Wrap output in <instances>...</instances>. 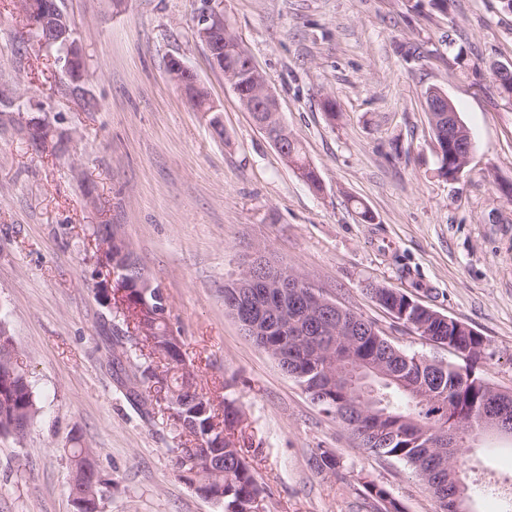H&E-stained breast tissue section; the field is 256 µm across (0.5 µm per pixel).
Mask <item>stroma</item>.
I'll list each match as a JSON object with an SVG mask.
<instances>
[{"label": "stroma", "mask_w": 512, "mask_h": 512, "mask_svg": "<svg viewBox=\"0 0 512 512\" xmlns=\"http://www.w3.org/2000/svg\"><path fill=\"white\" fill-rule=\"evenodd\" d=\"M224 18L275 94L318 171L312 189L240 105L196 34L201 0H62L86 64L85 96L64 91L54 53L0 0V94L40 108L72 149L34 150L0 114V319L24 354L37 415L0 436V512H74L70 450L92 451L112 496L103 512H224L180 479L188 447L167 416L137 414L120 383L135 353L116 343L123 314L96 288L107 274L93 229L117 226L160 286L200 391L216 412L237 397L241 446L266 512H376L363 485L404 512H439L403 461L362 448L313 404L224 309V283L256 252L325 298L376 323L394 345L448 363L378 305L395 288L472 327L480 375L512 391V101L491 77L512 61L501 0H222ZM194 71L223 133L185 98L170 58ZM442 88L474 151L438 177L425 92ZM332 100L334 113L324 112ZM368 209L370 220L360 211ZM337 471L312 464L318 449ZM466 474L472 512H503L476 475L512 480V439L484 436ZM363 487L365 494L380 505L377 511L403 512L402 505L396 499L392 498L384 487L374 483H366Z\"/></svg>", "instance_id": "1"}]
</instances>
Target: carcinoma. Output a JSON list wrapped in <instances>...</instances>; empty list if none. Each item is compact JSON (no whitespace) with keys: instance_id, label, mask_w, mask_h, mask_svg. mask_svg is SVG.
Returning a JSON list of instances; mask_svg holds the SVG:
<instances>
[{"instance_id":"1","label":"carcinoma","mask_w":512,"mask_h":512,"mask_svg":"<svg viewBox=\"0 0 512 512\" xmlns=\"http://www.w3.org/2000/svg\"><path fill=\"white\" fill-rule=\"evenodd\" d=\"M44 0H20V11L26 19L29 38L38 34ZM86 73L83 57H77L64 76L65 83L73 90L80 89ZM289 163L313 189L322 187L317 171L306 160L298 143L288 144ZM128 289V284H123ZM130 290V289H128ZM372 297L385 310L392 307L408 306V294L395 288H372ZM128 309L124 320L136 315L134 308L142 305L154 315L152 335L145 337L151 342L153 354L166 359L169 353L166 336L169 333L168 309L163 295L148 294L146 299L127 294ZM402 323L410 327L421 323L427 325L431 335L448 340V346L467 353V366L460 369L451 363L437 366L426 363L425 358L405 352L393 345L383 334L369 336L363 332L351 343L356 354L371 356L385 363L397 373V380L376 379V402L374 411L367 414L368 434L362 447L386 457L404 461L422 478L434 497L440 502L441 512H455L453 490L459 479L453 462L448 460V449L429 447L425 432L454 431L458 436L459 448L456 461L461 465L468 462V453L473 445L469 433L470 425L462 416L473 411L493 410L500 407L499 395L485 379L475 373V367L485 355L483 337L467 336L456 331L453 322L447 323L437 316L410 307ZM295 359L301 365L297 382L304 384L317 376L320 358L312 353H296ZM135 386L126 395L132 407L143 416L161 403L160 396L180 406L175 411L183 422L171 417L175 430L200 442L209 450L211 465L198 467L176 463L179 477L194 487H205L214 494L224 495V512H251L253 502L260 496L255 477L247 463L243 450L233 440L225 437V430L237 423L234 398H224V418H219L210 401L197 388L194 374L185 375L176 367H164L158 374V367L151 363L135 362ZM353 403V397L338 388L331 400L321 404L337 420L342 408ZM36 400L33 387L24 369L12 366L7 356L0 355V435H8L16 423L33 427L36 416ZM365 494L379 504L378 512H403L402 505L391 497L387 489L374 483L364 485Z\"/></svg>"}]
</instances>
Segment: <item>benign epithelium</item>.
<instances>
[{"instance_id":"benign-epithelium-1","label":"benign epithelium","mask_w":512,"mask_h":512,"mask_svg":"<svg viewBox=\"0 0 512 512\" xmlns=\"http://www.w3.org/2000/svg\"><path fill=\"white\" fill-rule=\"evenodd\" d=\"M41 25L44 27V40L71 45L72 29L69 21L59 16V10L49 3L44 8ZM228 26L224 19L222 0H203V7L197 18V36L207 48L214 66L224 64V53L238 57L237 62L223 68L224 78L230 84L242 107L251 113L267 112L270 119L280 121L278 101L269 90L262 76L255 69L251 56L241 53V44L224 36ZM169 72L181 86L189 101L201 97L204 89L200 86L193 71L180 59H172ZM492 75L499 93L512 99V63L495 64ZM428 111L433 113V132L440 129L437 123L443 120L441 112L454 111L451 100L441 90L431 93ZM454 127L448 128V140L438 142V156L448 154L455 161L456 170L448 176L454 180L466 167L473 151V142L466 133L459 117L452 116ZM106 264L110 268L109 280L101 284L107 293H112L115 278L127 279V264L112 260L111 249L105 250ZM239 293L227 304L231 315L242 331L251 340L272 354L283 370H288V348L276 340V335L292 333L297 337L299 348H317V339L330 336L344 328L352 318V312L324 298L319 292L309 288V283L301 276L288 271L262 254L252 256L236 279ZM324 372L303 386L313 397L333 392L336 386L345 387L362 405L370 404V384L374 377L385 376L384 370L370 358H361L346 346L340 350L330 348ZM493 433L512 438V409L483 413L480 426L472 433L478 439Z\"/></svg>"}]
</instances>
